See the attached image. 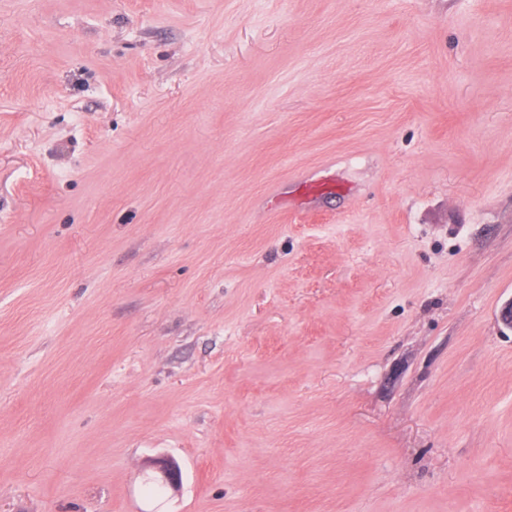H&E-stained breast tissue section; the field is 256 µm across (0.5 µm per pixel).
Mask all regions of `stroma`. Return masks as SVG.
<instances>
[{"label":"stroma","instance_id":"obj_1","mask_svg":"<svg viewBox=\"0 0 512 512\" xmlns=\"http://www.w3.org/2000/svg\"><path fill=\"white\" fill-rule=\"evenodd\" d=\"M511 298L512 0H0V512H512ZM152 465L161 474L160 479L156 480L161 482L163 487H170L172 489H178L181 485V470L178 464L168 458L153 459Z\"/></svg>","mask_w":512,"mask_h":512}]
</instances>
